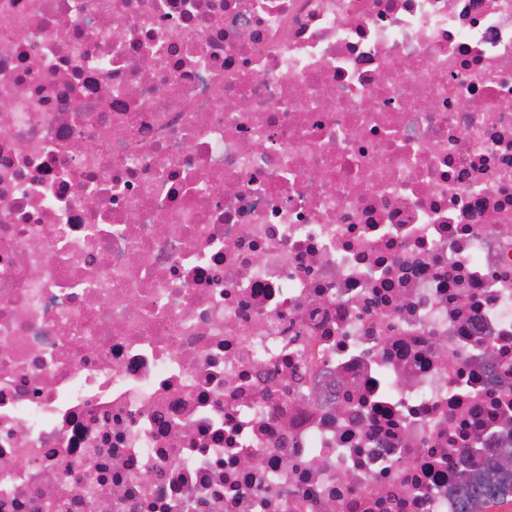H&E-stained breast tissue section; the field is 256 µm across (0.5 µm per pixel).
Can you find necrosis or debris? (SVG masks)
Segmentation results:
<instances>
[{"label":"necrosis or debris","instance_id":"1","mask_svg":"<svg viewBox=\"0 0 512 512\" xmlns=\"http://www.w3.org/2000/svg\"><path fill=\"white\" fill-rule=\"evenodd\" d=\"M508 101L512 0H0V512H458Z\"/></svg>","mask_w":512,"mask_h":512}]
</instances>
